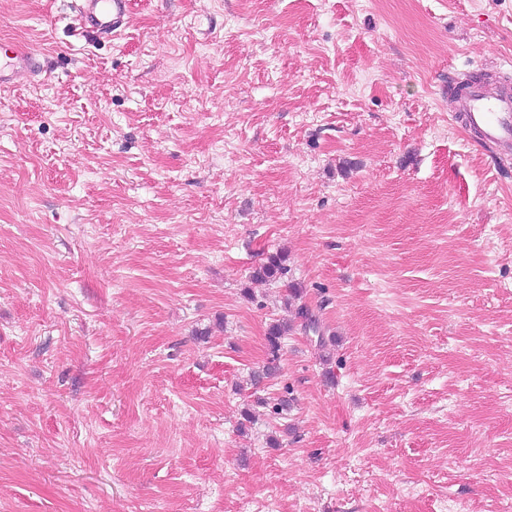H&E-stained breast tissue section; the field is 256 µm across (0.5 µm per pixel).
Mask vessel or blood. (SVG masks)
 I'll list each match as a JSON object with an SVG mask.
<instances>
[{"label": "vessel or blood", "mask_w": 512, "mask_h": 512, "mask_svg": "<svg viewBox=\"0 0 512 512\" xmlns=\"http://www.w3.org/2000/svg\"><path fill=\"white\" fill-rule=\"evenodd\" d=\"M131 0H78L77 20L92 37L109 38L127 24ZM44 69L41 56L12 42L0 44V90L13 86L19 75H39ZM453 116L481 143L495 148L501 158H512V84H490L481 79L466 80L455 101Z\"/></svg>", "instance_id": "b4317fda"}]
</instances>
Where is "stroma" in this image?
I'll list each match as a JSON object with an SVG mask.
<instances>
[{"label": "stroma", "instance_id": "obj_1", "mask_svg": "<svg viewBox=\"0 0 512 512\" xmlns=\"http://www.w3.org/2000/svg\"><path fill=\"white\" fill-rule=\"evenodd\" d=\"M72 16L0 0V512H512V160L448 104L512 0ZM82 32L109 38L122 32L130 13V0H75ZM43 69L44 62L39 54L13 42L1 43L0 90L13 86L21 74L37 76ZM284 257L278 253L269 255L266 261L256 267L251 279L260 282H271L280 280L288 273V269L283 265ZM286 334H288V326L282 324L270 325L267 333V339L271 357L268 359V362L262 367L261 370L253 372L252 378L255 384L260 383L264 378H268L277 372V360L278 352L281 347V339Z\"/></svg>", "mask_w": 512, "mask_h": 512}]
</instances>
